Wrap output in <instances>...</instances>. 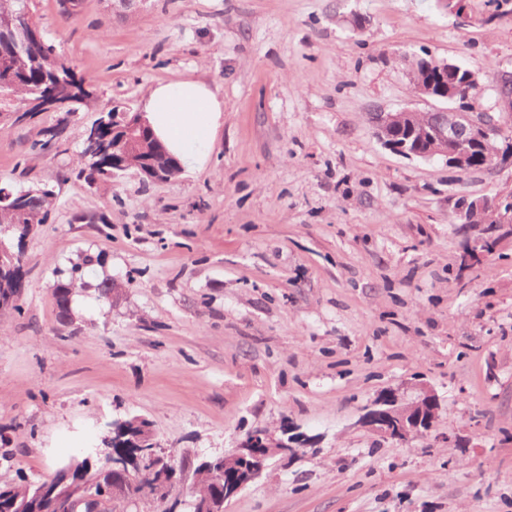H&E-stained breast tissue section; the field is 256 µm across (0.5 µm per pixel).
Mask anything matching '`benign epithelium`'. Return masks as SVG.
<instances>
[{"mask_svg": "<svg viewBox=\"0 0 512 512\" xmlns=\"http://www.w3.org/2000/svg\"><path fill=\"white\" fill-rule=\"evenodd\" d=\"M425 68L430 77L418 83L416 93L421 99L444 103V107L434 111L436 121L429 124L423 120L424 113L412 109L380 112L376 114L374 123L377 137L401 155L421 158L442 156L448 161L449 167L466 170L470 167L468 131H480L485 141L501 133L504 117L512 114V94L499 93L498 115L478 112L472 108L469 99V91L480 89L478 76L474 72H467L462 85L452 87L448 85V75L456 72L457 64L431 58L425 61ZM483 209L495 223L512 224V196L505 201L462 197L455 204L456 215L463 219L471 212ZM439 412L438 398L431 390L421 389L418 396L409 402L403 401L397 391L391 390L386 399L364 410L359 423L385 440L402 442L427 436L434 428ZM297 443V438L275 440L258 431L240 441L233 451L224 454V469L236 473V483L224 489V497L238 494L265 469L263 464H252V449H265L264 458L269 460L277 454L296 453ZM117 498L118 495L106 490L98 494L91 492L86 496L92 502V512H103Z\"/></svg>", "mask_w": 512, "mask_h": 512, "instance_id": "1", "label": "benign epithelium"}]
</instances>
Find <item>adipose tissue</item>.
<instances>
[{
    "mask_svg": "<svg viewBox=\"0 0 512 512\" xmlns=\"http://www.w3.org/2000/svg\"><path fill=\"white\" fill-rule=\"evenodd\" d=\"M142 119L183 170L195 171L210 161L224 100L199 78L159 82L147 92Z\"/></svg>",
    "mask_w": 512,
    "mask_h": 512,
    "instance_id": "ef3b65f1",
    "label": "adipose tissue"
}]
</instances>
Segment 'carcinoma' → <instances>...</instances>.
Instances as JSON below:
<instances>
[{
    "instance_id": "obj_1",
    "label": "carcinoma",
    "mask_w": 512,
    "mask_h": 512,
    "mask_svg": "<svg viewBox=\"0 0 512 512\" xmlns=\"http://www.w3.org/2000/svg\"><path fill=\"white\" fill-rule=\"evenodd\" d=\"M11 97L16 101L13 109H0V118L8 115L19 124L33 118L39 112L55 110L61 114L57 125L48 138L31 144V150L49 155L57 149L62 133L60 126L68 118L89 104L92 92L84 76L60 56L53 45L45 41L31 11H22L20 0H0V98ZM126 120L139 124L138 139L133 147L138 157L152 162V169L145 177L150 181H170L181 174V168L141 122V115L130 112ZM99 129L107 137V153L102 155L82 144L81 162L85 179L94 183L99 179L112 181L122 174L124 151L119 143L123 132L112 134V112L101 116ZM54 192L45 188L15 190L12 198H0V241L13 258L0 261V308L22 312L18 304L24 285V251L15 248L33 232L34 226L47 222L52 208ZM72 281L60 282L54 297L58 322L70 326L74 320ZM142 423L136 418L114 423V430L105 435L102 444L120 456L124 474L112 471V466L92 465L89 458L72 460L57 467L51 478L32 483L22 476L12 484L0 485V512H89V504L83 502L84 494L91 488L105 487L123 491V487L142 489L166 474L169 486L189 480L199 486V491L184 501L186 512H196V504L211 498L224 502V460L220 456L208 458L209 466L201 469L196 465L168 466L170 458L154 459L147 453L134 457L129 450L137 448L142 434Z\"/></svg>"
}]
</instances>
